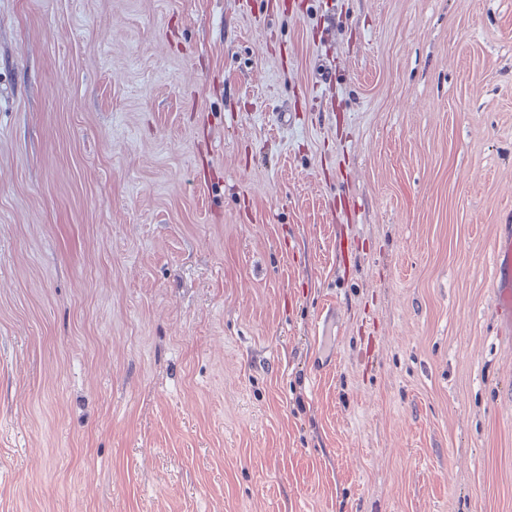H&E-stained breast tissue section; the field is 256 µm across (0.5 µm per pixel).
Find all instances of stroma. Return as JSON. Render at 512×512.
Returning a JSON list of instances; mask_svg holds the SVG:
<instances>
[{
  "label": "stroma",
  "instance_id": "35a3bbf8",
  "mask_svg": "<svg viewBox=\"0 0 512 512\" xmlns=\"http://www.w3.org/2000/svg\"><path fill=\"white\" fill-rule=\"evenodd\" d=\"M512 0H0V512H512ZM491 267L496 288V310L499 316L506 317L509 329L512 319V234L499 237Z\"/></svg>",
  "mask_w": 512,
  "mask_h": 512
}]
</instances>
